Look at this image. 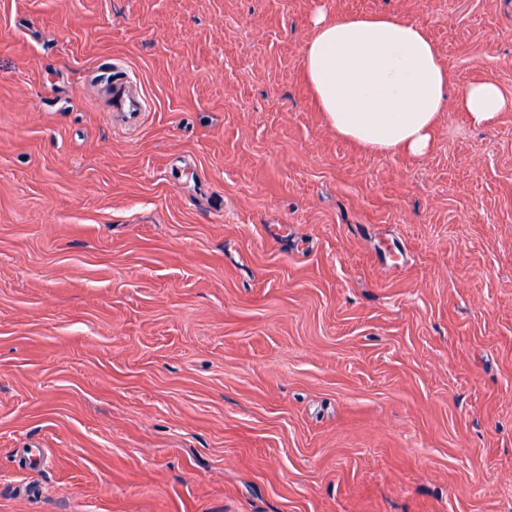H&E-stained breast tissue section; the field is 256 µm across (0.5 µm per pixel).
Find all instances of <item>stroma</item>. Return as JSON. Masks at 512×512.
<instances>
[{
  "label": "stroma",
  "mask_w": 512,
  "mask_h": 512,
  "mask_svg": "<svg viewBox=\"0 0 512 512\" xmlns=\"http://www.w3.org/2000/svg\"><path fill=\"white\" fill-rule=\"evenodd\" d=\"M320 12L512 94V0H0V512H512V110L359 147ZM112 62L96 66L90 73L92 80L104 95L112 96L114 112H123L128 126L139 125L142 113L146 112V96L142 87L129 81L128 77L118 76Z\"/></svg>",
  "instance_id": "stroma-1"
}]
</instances>
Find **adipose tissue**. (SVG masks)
I'll return each instance as SVG.
<instances>
[{
    "label": "adipose tissue",
    "instance_id": "adipose-tissue-1",
    "mask_svg": "<svg viewBox=\"0 0 512 512\" xmlns=\"http://www.w3.org/2000/svg\"><path fill=\"white\" fill-rule=\"evenodd\" d=\"M304 72L319 109L343 137L379 152L424 153L440 112L491 124L512 106L492 82L452 90L433 42L419 27L386 15H317Z\"/></svg>",
    "mask_w": 512,
    "mask_h": 512
}]
</instances>
